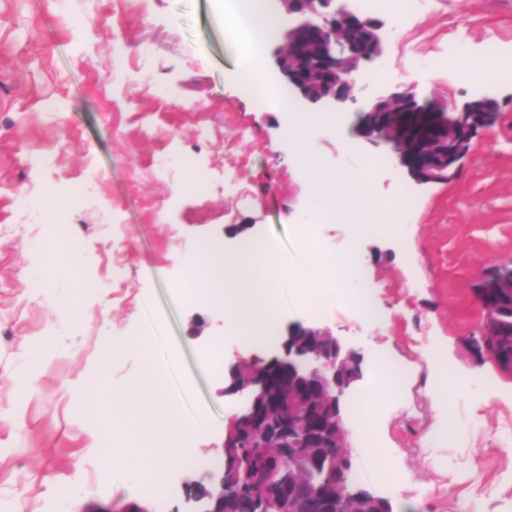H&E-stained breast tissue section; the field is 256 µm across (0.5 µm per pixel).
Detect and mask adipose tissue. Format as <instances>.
Wrapping results in <instances>:
<instances>
[{"mask_svg": "<svg viewBox=\"0 0 512 512\" xmlns=\"http://www.w3.org/2000/svg\"><path fill=\"white\" fill-rule=\"evenodd\" d=\"M424 361L432 374L429 397L438 418L429 437L446 440L457 431L451 405L461 389L460 379L441 354L425 353ZM99 413L110 434L94 439L89 451L101 464L104 480L125 472L159 476L166 468L186 465L199 456L190 445L196 428L180 416L159 375L131 380L100 405Z\"/></svg>", "mask_w": 512, "mask_h": 512, "instance_id": "adipose-tissue-1", "label": "adipose tissue"}]
</instances>
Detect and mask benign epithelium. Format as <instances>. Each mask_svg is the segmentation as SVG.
I'll return each instance as SVG.
<instances>
[{
	"label": "benign epithelium",
	"instance_id": "benign-epithelium-1",
	"mask_svg": "<svg viewBox=\"0 0 512 512\" xmlns=\"http://www.w3.org/2000/svg\"><path fill=\"white\" fill-rule=\"evenodd\" d=\"M275 2L282 8L287 27L274 56V79L286 84L303 108L312 112L346 110L367 94V106L357 110L356 134L375 146L387 147L396 165L416 183L439 184L454 178L460 162L470 153L473 138L497 121L498 102L489 94L474 97L450 113L443 106L419 108L411 85L399 84L370 94L368 86L357 85L352 74L382 59L388 31L373 23L364 32L357 29L350 0ZM327 335L329 332L312 326L292 329L273 360L302 379L316 381L321 388L317 401L337 403L362 378L363 357L337 336L328 353L308 340ZM232 367L236 369L230 375L234 393L245 399V405L225 429L224 452H235L234 440L241 436L252 448H271L269 435L254 421V407L267 396L265 375L241 356ZM309 406L308 402L299 404L292 393L274 406L275 415L284 421L278 438L283 455H288V437L301 430ZM237 464L232 481L224 479V472L218 469L206 471L199 479H184V512H221L215 504L224 502V497L255 487L267 506L265 512H278L270 504L284 497L290 504L288 512H306V503L316 499L303 477L287 482L278 468L253 475L244 462Z\"/></svg>",
	"mask_w": 512,
	"mask_h": 512
}]
</instances>
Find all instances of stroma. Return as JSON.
<instances>
[{"instance_id":"stroma-1","label":"stroma","mask_w":512,"mask_h":512,"mask_svg":"<svg viewBox=\"0 0 512 512\" xmlns=\"http://www.w3.org/2000/svg\"><path fill=\"white\" fill-rule=\"evenodd\" d=\"M492 44L512 65V0H428L391 32L380 62L384 83L431 76L430 100L457 111L477 89L457 78L458 58L474 62ZM237 70L212 0H0V512L181 506L180 469L167 470L158 486L137 476L101 482L87 447L105 425L93 404L77 407L75 384L93 393L105 382L118 389L159 373L178 411L195 422L202 459H221L228 411L239 398L225 394L223 375L198 370L213 331L192 337L190 323L208 303L179 298L175 287L186 281L187 256L230 233L270 241L293 268L317 255L341 260L356 245L376 321L339 299L309 313L285 279L277 333L297 324L331 330L364 357L359 393L372 385L378 356L406 370L400 397L377 413L389 474L365 453L363 437L349 434L363 487L411 502L414 512H461L465 503L472 512H512V371L470 344L481 325L477 277L512 256V79L486 81L500 118L473 139L448 183L418 186L389 168L370 181L379 199L409 200L401 234L356 241L349 225L318 224L311 250L301 221L308 185L274 150L281 116L240 93ZM356 121L351 112L342 128L312 130L321 168L358 172L379 156L367 144L344 151ZM186 158L205 181L177 195ZM76 186L87 204L66 224L45 223L16 202ZM49 238L85 244L98 301L82 302L63 273L50 288H32L39 246ZM63 303L77 309L74 322L57 321ZM149 327V356L131 352L106 374L96 371L101 337ZM437 343L459 371L491 376L494 388L473 383L453 406L457 435L433 445L424 439L434 416L422 355ZM39 344L48 356L38 389L23 400L13 379Z\"/></svg>"}]
</instances>
